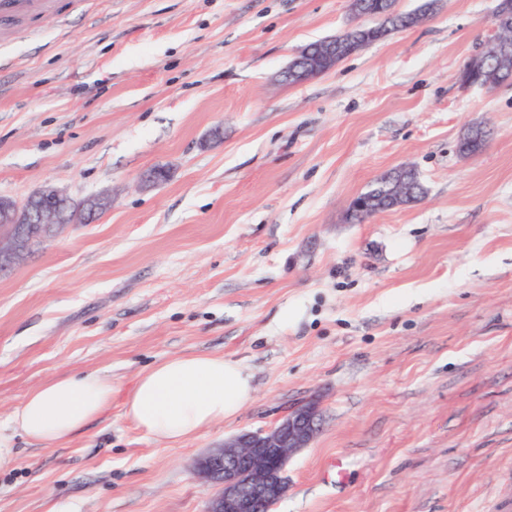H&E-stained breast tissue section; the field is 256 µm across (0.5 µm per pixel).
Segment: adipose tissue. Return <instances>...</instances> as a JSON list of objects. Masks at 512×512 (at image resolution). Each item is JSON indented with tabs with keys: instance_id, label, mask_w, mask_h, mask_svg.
<instances>
[{
	"instance_id": "1",
	"label": "adipose tissue",
	"mask_w": 512,
	"mask_h": 512,
	"mask_svg": "<svg viewBox=\"0 0 512 512\" xmlns=\"http://www.w3.org/2000/svg\"><path fill=\"white\" fill-rule=\"evenodd\" d=\"M112 382L80 372L41 383L15 409L9 425L43 446L69 440L112 407ZM252 376L235 360L205 353L168 358L141 372L124 414L147 437L175 443L236 417L252 399Z\"/></svg>"
}]
</instances>
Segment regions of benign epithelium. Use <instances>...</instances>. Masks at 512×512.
<instances>
[{
	"instance_id": "7a95c632",
	"label": "benign epithelium",
	"mask_w": 512,
	"mask_h": 512,
	"mask_svg": "<svg viewBox=\"0 0 512 512\" xmlns=\"http://www.w3.org/2000/svg\"><path fill=\"white\" fill-rule=\"evenodd\" d=\"M495 35L468 60L470 69L498 55L501 32L493 23ZM69 195L47 185L17 200L0 195V277L11 274L27 255L50 242L70 224H86L112 208V196L99 192L84 204L68 206ZM319 430L318 412L313 405L295 408L276 427L247 432L224 441L195 462L196 474L220 487L206 512H261L267 503L279 500L287 491L288 461L307 447Z\"/></svg>"
}]
</instances>
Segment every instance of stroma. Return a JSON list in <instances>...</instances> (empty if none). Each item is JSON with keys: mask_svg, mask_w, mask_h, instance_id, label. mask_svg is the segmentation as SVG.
I'll list each match as a JSON object with an SVG mask.
<instances>
[{"mask_svg": "<svg viewBox=\"0 0 512 512\" xmlns=\"http://www.w3.org/2000/svg\"><path fill=\"white\" fill-rule=\"evenodd\" d=\"M499 0H435L290 85L350 0H58L0 21V194L112 191L0 279V512H205L193 471L295 408L322 419L272 512H512V86L461 87ZM491 136L457 151L470 126ZM411 166L412 204H351ZM167 178L139 185L143 172ZM224 355L253 375L231 420L168 445L123 413L159 361ZM112 408L44 447L6 421L84 371Z\"/></svg>", "mask_w": 512, "mask_h": 512, "instance_id": "obj_1", "label": "stroma"}]
</instances>
